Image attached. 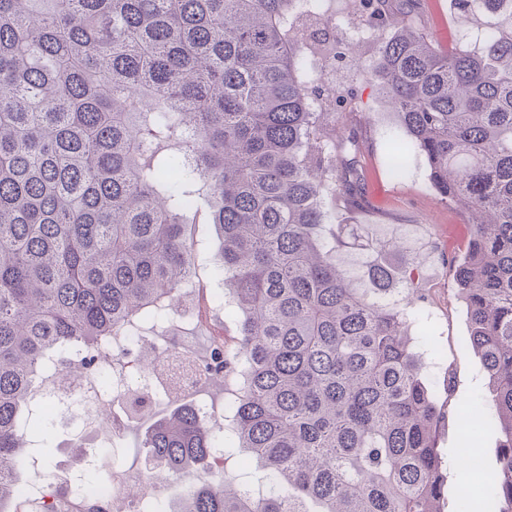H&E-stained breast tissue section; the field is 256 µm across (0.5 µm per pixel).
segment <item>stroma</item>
<instances>
[{
  "mask_svg": "<svg viewBox=\"0 0 512 512\" xmlns=\"http://www.w3.org/2000/svg\"><path fill=\"white\" fill-rule=\"evenodd\" d=\"M392 13L415 20L441 47H451L457 25L448 0H388ZM337 99L350 98L356 106L336 110L325 117L329 139L347 136L357 141L356 161L362 175L361 207L350 212L337 209L330 218L336 236V258L353 275L362 276L373 247H381V260L396 274L416 269L413 283H400L412 302L407 307L408 332L423 367V374L446 418L436 438V446L448 466L442 512H458L460 491L470 488L474 500L484 498V475L498 467L502 437L490 425L479 426L473 442L479 451L478 468H470L461 450L458 427L453 415L461 402L487 396L488 380L479 357L468 347V320L464 300L453 283L452 267L460 261L471 236V227L452 204L441 200L429 180L424 156L410 153L401 171L391 166L390 146L403 137L399 118L386 103L377 85L368 78L352 81L349 74L337 72L332 85ZM185 232L198 240L203 257L195 279L210 296L222 295V284L215 273L220 236L209 222L208 205L199 201L183 216ZM406 241L403 251L390 249L393 241ZM240 332V319L232 304L202 309L199 320L176 318L156 333V343L178 336L188 350L206 359L216 337L234 346ZM241 384L238 374L212 384L202 382L189 394L157 396L148 412L125 417L119 441L120 457L107 455L109 436L94 429L89 414L70 420L56 419L53 426V467L58 478H66L81 452L92 454L101 468L120 464L122 470L137 474L145 469L138 448L153 425L176 406L189 402L204 412L203 421L212 432L231 436L232 413L229 405Z\"/></svg>",
  "mask_w": 512,
  "mask_h": 512,
  "instance_id": "obj_1",
  "label": "stroma"
}]
</instances>
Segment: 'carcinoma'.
<instances>
[{
    "instance_id": "1",
    "label": "carcinoma",
    "mask_w": 512,
    "mask_h": 512,
    "mask_svg": "<svg viewBox=\"0 0 512 512\" xmlns=\"http://www.w3.org/2000/svg\"><path fill=\"white\" fill-rule=\"evenodd\" d=\"M359 0L385 31L368 76L400 114L434 190L467 215L455 269L467 344L490 399L459 411L465 430L502 436L483 512H512V0H451L474 23L470 49ZM297 0H0V512H19L18 471L50 460L55 407H30L38 376L102 379L99 350L176 314L199 257L182 212L211 201L218 273L241 316L234 350L191 362L209 380L241 371L230 445L268 487L190 483L169 512H441L442 416L386 299L393 277L366 265L356 288L325 241L324 197L359 206L350 138L328 143L319 88L303 78ZM162 141L172 150L159 155ZM125 348L144 375L163 351ZM225 439L184 405L141 448L151 472L209 466ZM73 487L33 512H64Z\"/></svg>"
}]
</instances>
